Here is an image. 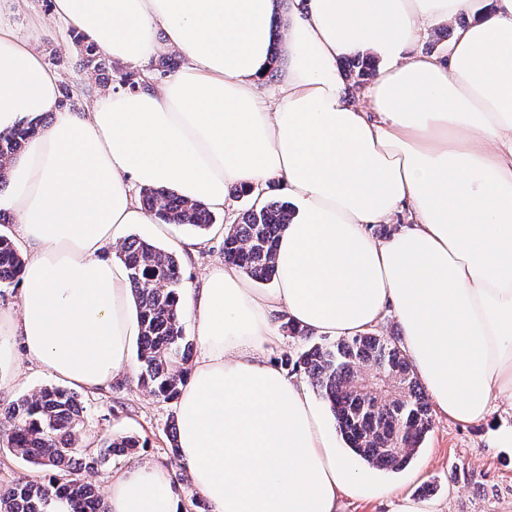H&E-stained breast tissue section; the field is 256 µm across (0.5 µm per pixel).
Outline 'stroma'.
<instances>
[{
    "instance_id": "35a3bbf8",
    "label": "stroma",
    "mask_w": 512,
    "mask_h": 512,
    "mask_svg": "<svg viewBox=\"0 0 512 512\" xmlns=\"http://www.w3.org/2000/svg\"><path fill=\"white\" fill-rule=\"evenodd\" d=\"M0 25L32 40L46 62L60 77L61 87L70 91L65 109L86 111L100 86L81 62V51L65 24L55 20L50 0H11L0 10ZM184 65L173 54L170 68L157 57L136 65L112 67V87L124 86L126 76L160 84ZM13 381L0 391V403H9L51 385L52 380L23 355H16L10 369ZM86 406L85 440L134 435L141 442L131 454L110 460L89 473L88 479L100 490L112 480L147 458L168 471L179 493L183 512H195L190 502L186 473L173 460L167 434L177 418L175 402L156 398L138 382L137 370L113 379L106 388L82 392ZM512 430V403L500 402L485 421L462 424L434 413L432 427L407 467L400 471L372 470L377 481L391 486L400 498L421 499L438 505L440 512H512V447L501 442L502 433Z\"/></svg>"
}]
</instances>
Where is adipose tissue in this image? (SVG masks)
I'll use <instances>...</instances> for the list:
<instances>
[{"instance_id": "ef3b65f1", "label": "adipose tissue", "mask_w": 512, "mask_h": 512, "mask_svg": "<svg viewBox=\"0 0 512 512\" xmlns=\"http://www.w3.org/2000/svg\"><path fill=\"white\" fill-rule=\"evenodd\" d=\"M489 2L474 15L470 0H305L277 27L274 0H52L114 61L162 47L185 60L165 84L96 94L86 112L64 111L57 74L0 27V133L54 116L0 193L24 257L19 307L0 310V389L14 337L70 387L93 392L129 368L138 320L110 246L153 221L134 188L220 210L228 186L275 181L292 201L275 288L256 292L224 262L179 296L200 344L177 403L179 461L212 512H338L345 496L393 494L365 482L307 385L265 357L278 316L336 337L393 314L449 419L512 402V0ZM463 14L444 58L414 53L425 28ZM365 55L382 67L355 100L340 63ZM404 207L412 225L371 236ZM107 499L110 512H180L149 460Z\"/></svg>"}]
</instances>
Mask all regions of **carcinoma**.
I'll return each instance as SVG.
<instances>
[{
	"mask_svg": "<svg viewBox=\"0 0 512 512\" xmlns=\"http://www.w3.org/2000/svg\"><path fill=\"white\" fill-rule=\"evenodd\" d=\"M74 38L84 47L87 69L104 83L112 60L82 34L76 32ZM37 132L38 123L29 121L0 135V192L9 183L10 159ZM141 202L159 224L200 232L215 224L209 210L174 192L145 189ZM289 220L284 203L250 207L237 223L226 225L224 261L256 282L274 280V250ZM117 253L128 270L136 302L141 383L154 396L175 400L187 381L190 351L178 305L180 261L174 252L136 236L126 238ZM22 266L14 242L0 235V285L18 279ZM279 320L283 331L303 341L302 348L284 354L280 364L307 377L327 403L348 448L372 468H404L430 431L432 409L400 338L367 332L325 343L286 316ZM84 424L78 395L59 386H46L34 396L0 407V425L5 428L0 445L15 458L51 472L45 481H18L0 491V512H46L56 501L66 503L68 512H107L106 503L80 471L94 470L134 450L139 441L132 435L106 438L94 450L85 443Z\"/></svg>",
	"mask_w": 512,
	"mask_h": 512,
	"instance_id": "cac0c4a2",
	"label": "carcinoma"
}]
</instances>
